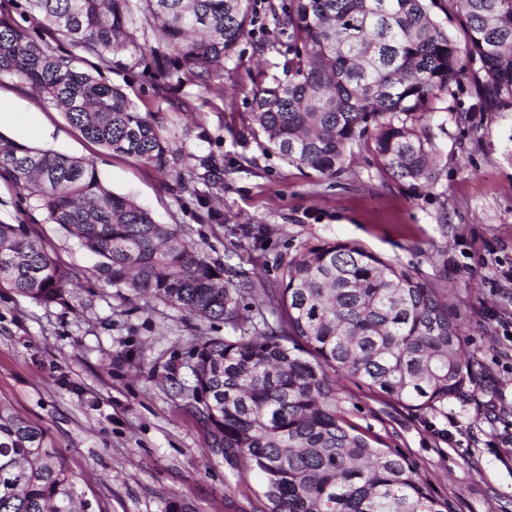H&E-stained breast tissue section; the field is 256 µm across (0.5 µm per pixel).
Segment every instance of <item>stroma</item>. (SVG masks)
Instances as JSON below:
<instances>
[{"label": "stroma", "mask_w": 512, "mask_h": 512, "mask_svg": "<svg viewBox=\"0 0 512 512\" xmlns=\"http://www.w3.org/2000/svg\"><path fill=\"white\" fill-rule=\"evenodd\" d=\"M253 0L254 23L223 73L207 87L180 71L157 79V55L120 51L100 77L121 87L142 114L159 117L173 156L161 172L87 140L29 84L0 76L12 118L0 134L93 159L115 193L180 224L209 257L255 288L277 287L281 264L306 244L353 241L447 289L452 314L476 358L474 398L452 400L447 417L416 414L369 392L357 379L336 387L345 417L399 451L449 512H512V96H486L479 62L423 122L437 153L436 178L412 186L387 173L372 143H354L344 172L325 177L288 165L251 133L253 93L281 75L288 29ZM47 136L31 139L33 130ZM221 174L197 196L207 158ZM0 222L26 224L73 268L80 286L67 305L43 307L0 289V401L49 431L81 476L89 512H261L259 474L238 473L209 451L191 397L192 346L232 335L157 302L126 299L100 276L96 258L0 176ZM262 226L261 240L248 228Z\"/></svg>", "instance_id": "1"}]
</instances>
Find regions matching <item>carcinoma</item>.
Masks as SVG:
<instances>
[{
	"instance_id": "cac0c4a2",
	"label": "carcinoma",
	"mask_w": 512,
	"mask_h": 512,
	"mask_svg": "<svg viewBox=\"0 0 512 512\" xmlns=\"http://www.w3.org/2000/svg\"><path fill=\"white\" fill-rule=\"evenodd\" d=\"M460 2L465 41L436 20L434 0H281L288 30L283 77L253 95L254 132L290 165L344 170L347 150L371 140L382 167L412 186L435 178L421 121L479 59L486 94H512V0ZM55 41L112 65V52L179 47L178 65L224 71L253 21L252 0H28ZM139 18L143 41L133 34ZM0 14V75L15 76L60 108L92 143L159 169L169 166L161 122L119 86L74 66ZM97 257L106 284L238 336L192 348V397L224 462L262 478L263 512H447L409 459L371 444L340 407L346 374L416 413L448 417L469 396L474 356L448 294L356 242L320 240L284 263L281 323L248 325L240 299L254 288L211 260L180 224L107 188L94 161L0 135V175ZM77 274L25 224L0 222V288L51 307L68 304ZM80 476L48 431L0 401V512H88Z\"/></svg>"
}]
</instances>
